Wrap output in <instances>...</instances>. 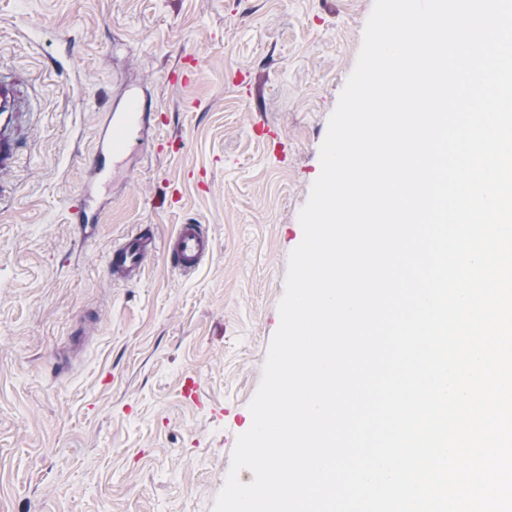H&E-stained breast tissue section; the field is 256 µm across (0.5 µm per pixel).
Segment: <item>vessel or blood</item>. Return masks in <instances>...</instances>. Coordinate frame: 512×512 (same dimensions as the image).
I'll use <instances>...</instances> for the list:
<instances>
[{"label":"vessel or blood","mask_w":512,"mask_h":512,"mask_svg":"<svg viewBox=\"0 0 512 512\" xmlns=\"http://www.w3.org/2000/svg\"><path fill=\"white\" fill-rule=\"evenodd\" d=\"M31 96L24 90L19 76L0 68V180L14 169L17 143L13 119L29 112ZM143 104L134 89L125 91V107L105 115L92 153L88 177L82 183L74 221L86 227L97 223L103 190L121 163L137 154L144 145ZM164 252L171 268L182 274L196 271L214 254V241L200 224L180 225L166 246H159L153 232L138 231L113 244L108 254V269L113 279L131 282L140 278L144 265L157 252Z\"/></svg>","instance_id":"1"}]
</instances>
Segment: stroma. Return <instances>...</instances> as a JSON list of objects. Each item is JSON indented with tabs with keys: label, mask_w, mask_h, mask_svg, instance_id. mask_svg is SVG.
Listing matches in <instances>:
<instances>
[{
	"label": "stroma",
	"mask_w": 512,
	"mask_h": 512,
	"mask_svg": "<svg viewBox=\"0 0 512 512\" xmlns=\"http://www.w3.org/2000/svg\"><path fill=\"white\" fill-rule=\"evenodd\" d=\"M373 6L0 0V66L37 114L0 186V512H212ZM185 65L194 80L173 84ZM128 86L147 146L84 234L71 209ZM182 224L215 240L197 271L158 255L113 280V243L148 227L164 244Z\"/></svg>",
	"instance_id": "1"
}]
</instances>
